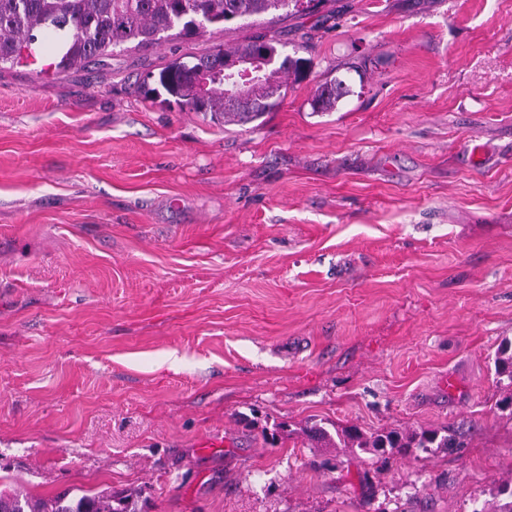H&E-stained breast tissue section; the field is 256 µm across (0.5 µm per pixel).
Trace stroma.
Segmentation results:
<instances>
[{
    "mask_svg": "<svg viewBox=\"0 0 512 512\" xmlns=\"http://www.w3.org/2000/svg\"><path fill=\"white\" fill-rule=\"evenodd\" d=\"M259 33L309 67L252 123L136 90ZM334 78L350 95L313 111ZM506 338L512 0H325L0 73V490L477 512L512 478ZM310 420L463 445L384 459Z\"/></svg>",
    "mask_w": 512,
    "mask_h": 512,
    "instance_id": "35a3bbf8",
    "label": "stroma"
}]
</instances>
